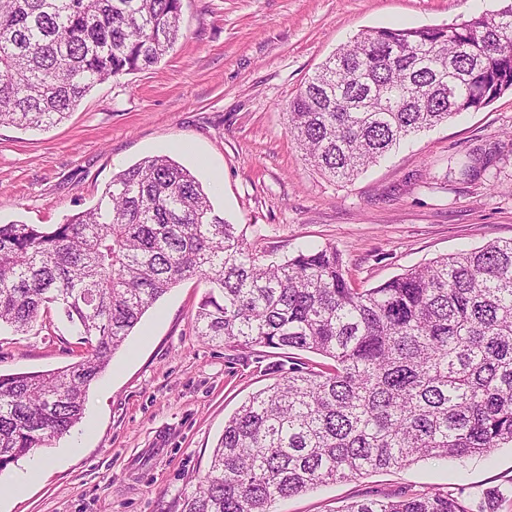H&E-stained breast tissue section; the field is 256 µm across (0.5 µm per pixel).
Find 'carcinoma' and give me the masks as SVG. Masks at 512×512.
<instances>
[{"label":"carcinoma","instance_id":"carcinoma-1","mask_svg":"<svg viewBox=\"0 0 512 512\" xmlns=\"http://www.w3.org/2000/svg\"><path fill=\"white\" fill-rule=\"evenodd\" d=\"M183 36L182 0H0V125L53 126L98 84L157 64ZM512 90V0L464 22L378 27L336 52L288 102L307 159L351 181L401 142ZM490 166L475 157L460 176ZM209 285L198 335L277 349L288 372L225 423L180 512H270L328 481L512 445V239L355 288L336 248L260 262L199 180L166 155L116 173L61 224H0V325L57 306L76 362L0 375V470L67 433L88 389L176 284ZM330 360L313 366L303 354ZM427 492L339 512H500Z\"/></svg>","mask_w":512,"mask_h":512}]
</instances>
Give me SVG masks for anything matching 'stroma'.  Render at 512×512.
Returning <instances> with one entry per match:
<instances>
[{
    "label": "stroma",
    "mask_w": 512,
    "mask_h": 512,
    "mask_svg": "<svg viewBox=\"0 0 512 512\" xmlns=\"http://www.w3.org/2000/svg\"><path fill=\"white\" fill-rule=\"evenodd\" d=\"M502 0H182L184 35L155 66L97 85L60 124L0 126V224H59L95 205L113 174L166 154L210 188L259 261L330 245L360 288L432 259L512 238V91L422 132L357 179L307 160L286 106L340 44L374 27L449 25ZM486 154L497 175L460 180ZM220 190H213V183ZM172 288L142 318L88 391L75 429L0 471L9 485L32 457L44 473L0 512H179L207 473L224 423L287 372L276 350H235L194 327L207 292ZM79 332L58 308L25 334L0 327V375L78 360ZM500 489L512 512V447L419 461L277 500L272 512H338L373 495Z\"/></svg>",
    "instance_id": "obj_1"
}]
</instances>
